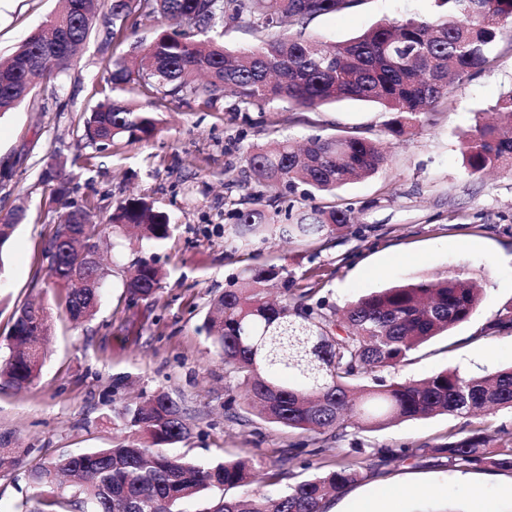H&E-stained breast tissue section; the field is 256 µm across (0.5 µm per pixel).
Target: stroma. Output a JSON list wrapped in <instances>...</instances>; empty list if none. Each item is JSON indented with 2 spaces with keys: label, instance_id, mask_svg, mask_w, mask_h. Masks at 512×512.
Masks as SVG:
<instances>
[{
  "label": "stroma",
  "instance_id": "stroma-1",
  "mask_svg": "<svg viewBox=\"0 0 512 512\" xmlns=\"http://www.w3.org/2000/svg\"><path fill=\"white\" fill-rule=\"evenodd\" d=\"M57 6V0H0V57ZM439 11L437 0H358L351 9L308 20L304 33L340 42L381 21ZM131 43L108 39L107 17L99 15L77 62L0 117V215L17 205L27 213L0 251V361L10 354L14 312L24 302L42 303L52 327L40 377L20 391L0 387V439L21 453L20 465L0 471V512H25L35 494L27 472L45 458L141 442L121 411L158 391L182 404L191 428L171 454L213 465L252 454L272 461L286 450L292 456L286 484L331 468L337 456L357 448L416 449L406 461L372 467L331 499L327 512H387L394 503L400 512H512V470L465 469L418 451L478 426L477 418L442 415L380 430L351 428L340 442L283 428L249 412L204 328L211 300L250 263L285 269L302 287L317 275L318 298L338 309L372 291L457 269L480 279L483 297L474 315L387 370L386 379L420 380L445 369L480 376L512 360V332L482 334L512 305V173L470 174L461 154L463 135L512 88V30L495 44L489 71L450 87L447 104L399 137L386 130L388 113L366 102L298 109L276 101L237 112L230 97L210 107L170 98L154 108V138L102 149L83 139V119L102 99L112 60L127 55ZM271 128L297 142L358 132L387 151L378 173L337 190L336 204L352 206L354 221L327 246L288 244L271 233L243 246L230 235L229 212L257 190L241 158L265 144ZM58 145L64 148L59 170L70 181L62 206L50 204L40 182ZM132 196L171 216L172 234L161 245L139 247L110 223L115 205ZM89 201L109 248L98 312L75 323L57 308L60 290L43 250L64 209ZM141 257L154 258L165 278L152 300L132 303L123 282L131 261Z\"/></svg>",
  "mask_w": 512,
  "mask_h": 512
}]
</instances>
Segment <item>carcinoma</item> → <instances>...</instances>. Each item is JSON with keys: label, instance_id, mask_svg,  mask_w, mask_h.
Instances as JSON below:
<instances>
[{"label": "carcinoma", "instance_id": "1", "mask_svg": "<svg viewBox=\"0 0 512 512\" xmlns=\"http://www.w3.org/2000/svg\"><path fill=\"white\" fill-rule=\"evenodd\" d=\"M56 12L36 36H28L0 58V115L12 111L38 87L46 86L77 59L97 19L101 0H59ZM356 0H111V37L134 33L145 20L158 23L148 46L135 59L117 58L105 79L106 101L84 121V138L102 147L119 141L153 138L152 112L122 96L137 89L146 96L193 99L211 106L226 94L236 109L259 110L275 100L298 108L341 101L378 105L392 115L386 123L394 135L427 120L448 98L454 81L486 71L492 49L512 28V0H439L446 12L378 23L348 40L327 43L286 33L282 24L301 25L325 14L353 7ZM245 23L259 45L236 50L217 43L210 33L224 18ZM512 126V89L493 106ZM461 150L473 175L488 169L512 170V135L498 123H485L464 136ZM387 162L379 141L361 134L314 135L297 148L270 138L244 155L245 167L263 191L252 206L235 208L231 235L243 243L274 227L290 243H306L347 228L353 209L334 204L296 215L269 212L265 196L303 188V197L336 196L348 183L369 177ZM18 206L0 218V252L15 226L25 221ZM86 209L60 216L43 258L54 283L66 288L61 299L72 319L95 316L96 281L101 269L71 277L76 253L65 241L67 230L85 240L98 238L96 225L84 223ZM112 223L122 231L137 228L141 240L159 244L172 233L169 216L141 198L117 203ZM124 283L131 302L153 298L163 278L146 259L134 262ZM283 281L281 298L271 303L265 286ZM294 280L273 268L248 265L211 302L205 328L224 360L228 375L245 388L248 408L267 422L340 441L347 434L345 413L357 409L360 428L373 430L423 416L461 417L512 410V363L480 378L445 369L423 380L389 382L382 373L407 360L421 345L466 322L481 294L475 279L463 272H437L425 278L372 292L342 313L313 301L312 288H295ZM512 331V306L484 328L485 336ZM50 335L46 309L25 304L16 312L13 347L0 363V384L20 389L40 375ZM147 438L144 444H116L88 452L60 455L30 470L38 490L27 512H174V506L218 489L208 512H326L329 500L370 469L369 458L342 457L333 468L288 486L273 496L227 491L248 484L251 473L269 467V479L283 475L289 458L272 463L257 455L202 466L165 451L185 439L189 427L178 402L159 392L123 412ZM485 426L468 436L448 434L419 447L459 467L512 469V447H489ZM20 463L19 451L0 444V471Z\"/></svg>", "mask_w": 512, "mask_h": 512}]
</instances>
